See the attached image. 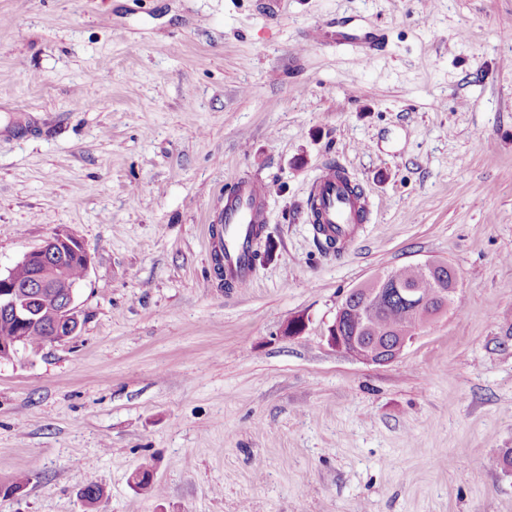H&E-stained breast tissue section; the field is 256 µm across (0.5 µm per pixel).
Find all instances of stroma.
<instances>
[{"label": "stroma", "mask_w": 512, "mask_h": 512, "mask_svg": "<svg viewBox=\"0 0 512 512\" xmlns=\"http://www.w3.org/2000/svg\"><path fill=\"white\" fill-rule=\"evenodd\" d=\"M336 18L371 63L306 40ZM329 162L371 203L337 256L305 207ZM253 176L226 288L208 226ZM57 233L81 326L0 361V512H512V0H0V268ZM424 261L457 291L398 359L328 345L350 289ZM275 191L273 182L239 179L224 195L223 253L224 279L240 288L250 285L254 270V242L269 221V200Z\"/></svg>", "instance_id": "1"}]
</instances>
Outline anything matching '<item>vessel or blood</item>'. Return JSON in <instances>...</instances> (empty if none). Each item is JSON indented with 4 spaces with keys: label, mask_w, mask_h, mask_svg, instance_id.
<instances>
[{
    "label": "vessel or blood",
    "mask_w": 512,
    "mask_h": 512,
    "mask_svg": "<svg viewBox=\"0 0 512 512\" xmlns=\"http://www.w3.org/2000/svg\"><path fill=\"white\" fill-rule=\"evenodd\" d=\"M310 39L323 46L363 49V61H371L377 51L378 32H358L342 24H320L309 34ZM347 173L336 163L323 165L314 178L311 193L319 212L318 222L328 235L338 242L347 241L357 225L368 219V199L347 189ZM275 187L260 179L237 180L224 196L220 220L224 226V278L233 285L245 288L255 270L254 242L269 221V201Z\"/></svg>",
    "instance_id": "obj_1"
}]
</instances>
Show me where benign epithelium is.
I'll use <instances>...</instances> for the list:
<instances>
[{
    "label": "benign epithelium",
    "instance_id": "7a95c632",
    "mask_svg": "<svg viewBox=\"0 0 512 512\" xmlns=\"http://www.w3.org/2000/svg\"><path fill=\"white\" fill-rule=\"evenodd\" d=\"M76 260L88 273L91 257L84 244L69 234L56 233L44 244L23 255V257L6 271L0 270V308L12 312L20 328L25 329L37 324V296L45 288L64 289V298L59 311L58 322L51 330L50 342H64L78 334L81 323V310L77 299V286L61 282L53 268L57 259ZM381 288H395L403 304L412 310L424 304L419 289L408 287L393 279L392 274L382 273ZM416 329L386 347L368 350L356 339L339 334L338 324H333L327 337L328 344L352 358L369 364H388L395 361L405 347L420 334Z\"/></svg>",
    "mask_w": 512,
    "mask_h": 512
}]
</instances>
